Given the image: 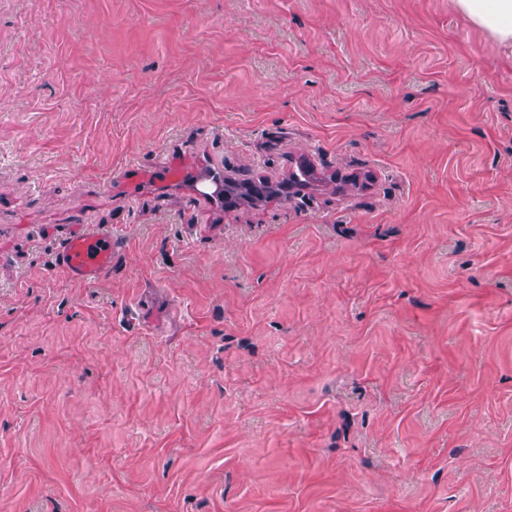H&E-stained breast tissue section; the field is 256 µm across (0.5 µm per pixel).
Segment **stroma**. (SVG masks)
I'll return each instance as SVG.
<instances>
[{
  "label": "stroma",
  "mask_w": 512,
  "mask_h": 512,
  "mask_svg": "<svg viewBox=\"0 0 512 512\" xmlns=\"http://www.w3.org/2000/svg\"><path fill=\"white\" fill-rule=\"evenodd\" d=\"M0 512H512V54L455 0H0ZM119 243L109 231L72 236L58 249L56 265L75 282L95 284L112 268Z\"/></svg>",
  "instance_id": "1"
}]
</instances>
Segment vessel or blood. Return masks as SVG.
<instances>
[{
    "label": "vessel or blood",
    "instance_id": "obj_1",
    "mask_svg": "<svg viewBox=\"0 0 512 512\" xmlns=\"http://www.w3.org/2000/svg\"><path fill=\"white\" fill-rule=\"evenodd\" d=\"M117 245V239L108 231L78 234L58 249L55 261L73 281L94 284L111 269Z\"/></svg>",
    "mask_w": 512,
    "mask_h": 512
}]
</instances>
